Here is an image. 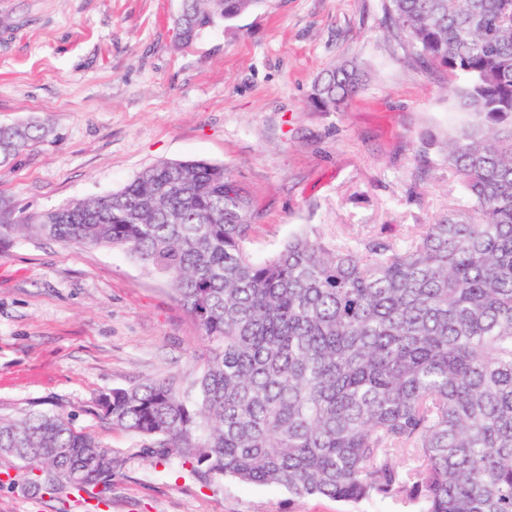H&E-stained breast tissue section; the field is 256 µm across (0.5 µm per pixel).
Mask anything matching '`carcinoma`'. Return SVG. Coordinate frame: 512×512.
Listing matches in <instances>:
<instances>
[{
  "instance_id": "carcinoma-1",
  "label": "carcinoma",
  "mask_w": 512,
  "mask_h": 512,
  "mask_svg": "<svg viewBox=\"0 0 512 512\" xmlns=\"http://www.w3.org/2000/svg\"><path fill=\"white\" fill-rule=\"evenodd\" d=\"M259 3L184 0L183 41ZM385 11L477 118L446 146L467 201L419 235L359 245L302 232L259 260L246 247L250 198L224 166L163 161L14 224L1 205L0 239L121 249L168 280L205 342L194 379L98 400L112 426L153 440L156 458L299 496L512 512V0H387ZM359 85L357 69L328 68L312 102L334 111ZM47 132L1 125L0 163ZM0 448L25 449L8 488L62 500L96 487L107 504L112 449L68 418L0 419Z\"/></svg>"
}]
</instances>
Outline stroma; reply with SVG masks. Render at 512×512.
I'll list each match as a JSON object with an SVG mask.
<instances>
[{
	"instance_id": "35a3bbf8",
	"label": "stroma",
	"mask_w": 512,
	"mask_h": 512,
	"mask_svg": "<svg viewBox=\"0 0 512 512\" xmlns=\"http://www.w3.org/2000/svg\"><path fill=\"white\" fill-rule=\"evenodd\" d=\"M182 0H0V125L48 137L0 166V201L28 214L120 190L161 161L223 165L250 196L248 249L304 228L392 243L457 208L440 145L473 116L448 74L389 31L385 0H261L190 44ZM364 72L339 112L311 101L332 66ZM204 347L169 285L128 253L12 236L0 247V419L69 417L119 460L103 512H412L403 497L345 504L200 478L112 428L100 394L191 381Z\"/></svg>"
}]
</instances>
